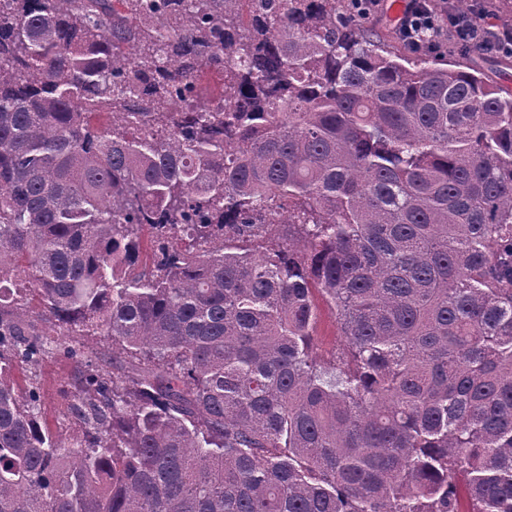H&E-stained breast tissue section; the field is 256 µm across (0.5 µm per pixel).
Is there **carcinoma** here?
Instances as JSON below:
<instances>
[{"instance_id": "1", "label": "carcinoma", "mask_w": 512, "mask_h": 512, "mask_svg": "<svg viewBox=\"0 0 512 512\" xmlns=\"http://www.w3.org/2000/svg\"><path fill=\"white\" fill-rule=\"evenodd\" d=\"M0 512H512V92L355 0H0ZM318 307V320L314 333V343L317 355L321 359L332 357L343 348V336L335 312L322 300L318 292L314 293ZM76 369L72 360L55 350L37 369L41 392V423L53 433H69L73 427L65 416V410L74 391Z\"/></svg>"}]
</instances>
